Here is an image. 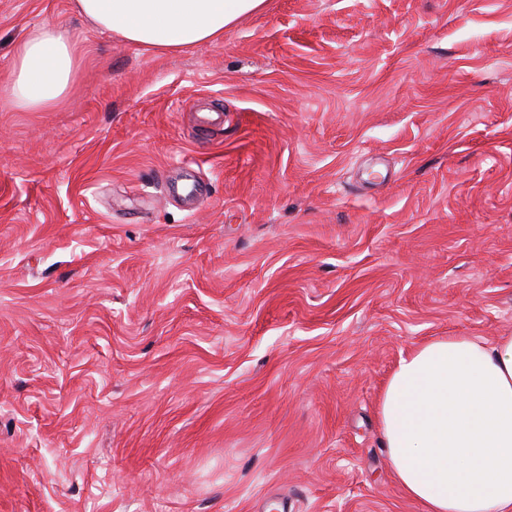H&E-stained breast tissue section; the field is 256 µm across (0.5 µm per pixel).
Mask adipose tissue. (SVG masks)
I'll list each match as a JSON object with an SVG mask.
<instances>
[{
  "label": "adipose tissue",
  "instance_id": "adipose-tissue-1",
  "mask_svg": "<svg viewBox=\"0 0 512 512\" xmlns=\"http://www.w3.org/2000/svg\"><path fill=\"white\" fill-rule=\"evenodd\" d=\"M266 0H77L97 27L157 53L222 39ZM78 66L65 32L46 26L20 42L7 92L45 110ZM392 473L426 512H512V336L425 341L401 357L378 403Z\"/></svg>",
  "mask_w": 512,
  "mask_h": 512
}]
</instances>
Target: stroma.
Here are the masks:
<instances>
[{"mask_svg":"<svg viewBox=\"0 0 512 512\" xmlns=\"http://www.w3.org/2000/svg\"><path fill=\"white\" fill-rule=\"evenodd\" d=\"M47 25L73 87L16 108ZM511 333L512 0H267L177 54L0 0V512H425L383 384ZM78 66L76 50L59 27L45 26L20 42L7 92L21 108L45 110L67 94Z\"/></svg>","mask_w":512,"mask_h":512,"instance_id":"1","label":"stroma"}]
</instances>
